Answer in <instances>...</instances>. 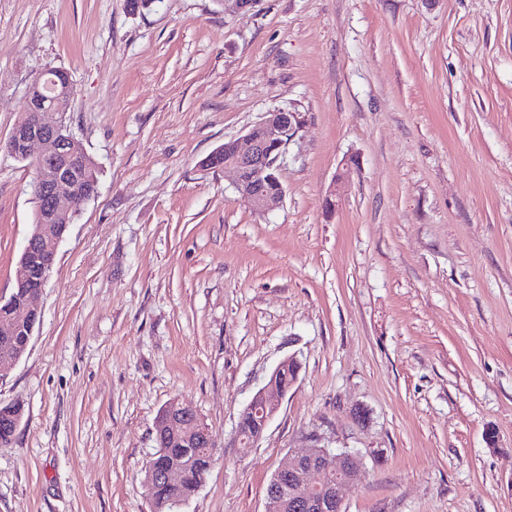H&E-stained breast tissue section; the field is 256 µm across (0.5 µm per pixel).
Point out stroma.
<instances>
[{"instance_id": "obj_1", "label": "stroma", "mask_w": 512, "mask_h": 512, "mask_svg": "<svg viewBox=\"0 0 512 512\" xmlns=\"http://www.w3.org/2000/svg\"><path fill=\"white\" fill-rule=\"evenodd\" d=\"M52 67L99 190L0 381L25 410L0 512H152L176 397L222 449L176 512H264L272 474L317 447L358 456L344 512H512V0H0V139ZM288 107L306 123L260 215L202 162ZM32 178L0 151L5 295ZM291 356L262 438L231 447ZM289 363L299 365L297 358L293 356L278 364L271 373L266 385L256 393L250 403L240 413L233 435V442L238 448L244 447L245 439H241V426L245 419L250 417L255 423L254 435L251 437L250 443L246 445L247 448H251L260 440L268 423L277 413L282 399L296 383L299 369L296 370L290 382L283 381L284 373L288 370Z\"/></svg>"}]
</instances>
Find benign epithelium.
<instances>
[{
  "label": "benign epithelium",
  "instance_id": "obj_1",
  "mask_svg": "<svg viewBox=\"0 0 512 512\" xmlns=\"http://www.w3.org/2000/svg\"><path fill=\"white\" fill-rule=\"evenodd\" d=\"M60 81L35 84L29 96L28 111L14 124L8 137L0 142L17 160H32L34 179L33 197L37 205L38 224L27 239L23 256L18 263L15 281L27 283L34 275L29 250L39 243L57 252L63 237L51 232L56 224H68L76 207L90 197L80 195L78 178L69 161L78 158L88 166L92 158L72 135L64 134L65 113L57 107L61 99H70V76L60 71ZM304 123V115L290 109L277 108L262 114L260 120L239 139L230 140L218 147L203 160L207 168L229 170L235 175V188L249 208L259 214L277 209L284 198L283 186L279 185L277 171L287 145L296 137ZM37 155H32L33 147ZM350 168L337 175L325 198V209L336 207L340 187L346 181ZM278 183L274 192L265 189L269 182ZM0 330L28 327L33 336L34 326L41 319V309L34 296H28L23 304H16L0 295ZM298 360L292 356L283 360L271 373L266 385L260 389L240 413L235 427L233 442L238 447H253L262 437L268 423L277 413L282 399L296 383L284 381L288 364ZM254 420V435L250 443H244L241 426L245 419ZM206 433L208 444H213L209 429L200 420L193 406L178 398L171 400L160 412L155 423V439L179 438L192 445L199 433ZM359 471L354 465L352 453H334L327 448H311L306 453L279 467L266 488L265 512H331L341 510L340 489L355 482ZM163 478L179 481L183 472L167 465L163 451L153 455L145 469L144 484L147 487Z\"/></svg>",
  "mask_w": 512,
  "mask_h": 512
}]
</instances>
